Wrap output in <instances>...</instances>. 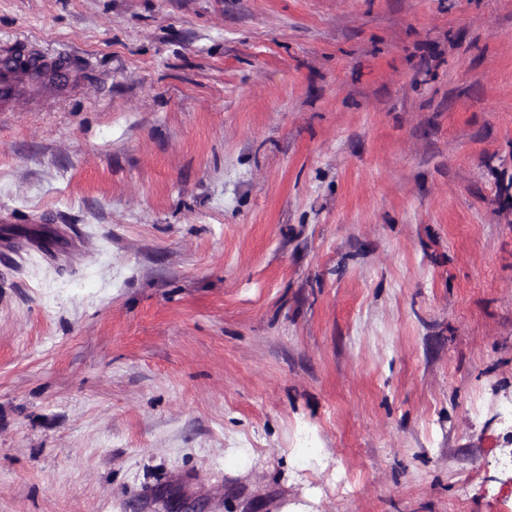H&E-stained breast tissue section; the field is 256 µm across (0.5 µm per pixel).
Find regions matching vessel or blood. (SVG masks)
Here are the masks:
<instances>
[{
    "instance_id": "b4317fda",
    "label": "vessel or blood",
    "mask_w": 512,
    "mask_h": 512,
    "mask_svg": "<svg viewBox=\"0 0 512 512\" xmlns=\"http://www.w3.org/2000/svg\"><path fill=\"white\" fill-rule=\"evenodd\" d=\"M61 57L28 53L10 45L0 49V112H22L37 102L66 94L59 82Z\"/></svg>"
}]
</instances>
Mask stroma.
<instances>
[{"instance_id":"obj_1","label":"stroma","mask_w":512,"mask_h":512,"mask_svg":"<svg viewBox=\"0 0 512 512\" xmlns=\"http://www.w3.org/2000/svg\"><path fill=\"white\" fill-rule=\"evenodd\" d=\"M15 41L82 75L0 112V512H512V0H0Z\"/></svg>"}]
</instances>
